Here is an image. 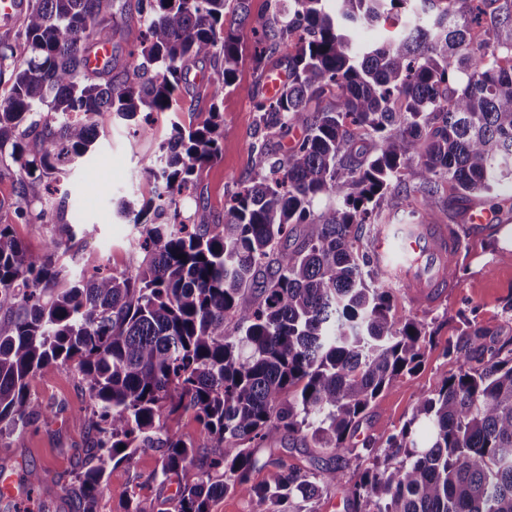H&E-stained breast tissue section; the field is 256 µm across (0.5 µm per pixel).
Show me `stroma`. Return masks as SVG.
Segmentation results:
<instances>
[{
    "instance_id": "obj_1",
    "label": "stroma",
    "mask_w": 512,
    "mask_h": 512,
    "mask_svg": "<svg viewBox=\"0 0 512 512\" xmlns=\"http://www.w3.org/2000/svg\"><path fill=\"white\" fill-rule=\"evenodd\" d=\"M276 0H250V23L239 33L244 60L233 86H225L219 76L220 60L188 64L186 82L180 95L188 103L177 112H159L151 117L153 134L134 135L133 122L105 112L98 118V138L94 154L78 163L59 185L68 202V218L86 227L77 235L65 264L79 257L92 256L103 268L123 271L141 262L130 242L136 234L132 223L116 213L119 201L141 209L154 195V184L142 170L145 158L158 156L160 147L173 134L174 124L189 127L203 121L211 107L224 116V143L220 158L206 166L196 191L183 195L184 214L203 208L215 223H223L225 207L241 183L254 177L250 145L258 136L254 96L265 91L264 79L254 70L249 55L253 31L271 18ZM118 26L112 38V72L120 74L128 50L142 31L139 0H115ZM19 169L9 153L0 154V222L12 225L18 239L30 249L43 245L47 229L17 222L14 215ZM503 220L489 232L474 233L466 239L457 264L459 287L453 295L434 306L411 301L401 288H394V306L399 314L422 321L433 336L424 359L414 374L396 380L363 418L351 447H361L372 439L385 447L390 435L410 419L421 395L434 393L444 375L456 373L464 361L456 345L466 322L487 328V344L501 346L512 340V211H503ZM32 390L50 414L40 417L20 437L18 446L0 439V466L16 468L20 475L37 471V486L20 483L18 491L27 501L22 512H78L67 495L66 485L77 471L84 451L91 447L94 433L83 416L90 401L74 365H56L39 372ZM266 453L281 458L301 471L333 465L334 453L311 443L278 434L268 443ZM161 469V456L153 450L138 451L128 462L108 463L105 488L98 497V512H128L129 496L139 493L148 512H166L176 486L163 484L155 474ZM267 470L257 469L245 484L235 485L215 499L211 512H258L254 485L264 482Z\"/></svg>"
}]
</instances>
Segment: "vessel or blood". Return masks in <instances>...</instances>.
Returning a JSON list of instances; mask_svg holds the SVG:
<instances>
[{"label":"vessel or blood","mask_w":512,"mask_h":512,"mask_svg":"<svg viewBox=\"0 0 512 512\" xmlns=\"http://www.w3.org/2000/svg\"><path fill=\"white\" fill-rule=\"evenodd\" d=\"M461 248L460 238L446 225L416 219L380 225L372 239L371 258L379 272L408 296L433 305L459 286L447 271Z\"/></svg>","instance_id":"vessel-or-blood-1"}]
</instances>
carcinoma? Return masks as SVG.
<instances>
[{
  "label": "carcinoma",
  "instance_id": "carcinoma-1",
  "mask_svg": "<svg viewBox=\"0 0 512 512\" xmlns=\"http://www.w3.org/2000/svg\"><path fill=\"white\" fill-rule=\"evenodd\" d=\"M248 2L140 0L142 39L114 77L110 62L86 69L89 41L112 40L114 0H29L18 34L28 58L0 100V153L11 149L22 172L17 217L44 223L33 204L92 152L101 113L141 114L136 133L149 135L151 114L180 109L191 60H222L232 86ZM291 2L255 31L254 69L274 50L288 79L254 109L261 129L303 135L282 156L252 143L255 177L224 223L179 206L221 155L215 106L144 160L157 187L134 216L143 259L133 270L105 274L88 257L75 278L59 263L75 237L64 197L38 251L0 224V435L48 413L31 392L38 372L75 364L95 431L66 489L83 512H97L108 461L141 448L160 452L165 481L189 465L201 473L167 512H211L257 468L269 470L254 490L263 512H319L322 487L342 482L344 466L302 472L260 449L286 432L350 453L361 420L430 341L425 324L398 315L361 242L383 202L399 188L407 215L429 219L472 195L507 201L498 188L512 185V66L502 65L512 0ZM404 5L385 42L352 37ZM309 223L315 232L288 249ZM463 336L474 364L422 395L385 449L363 442L348 512H512V356L487 347L478 326ZM188 410L203 424L202 452L169 425Z\"/></svg>",
  "mask_w": 512,
  "mask_h": 512
}]
</instances>
